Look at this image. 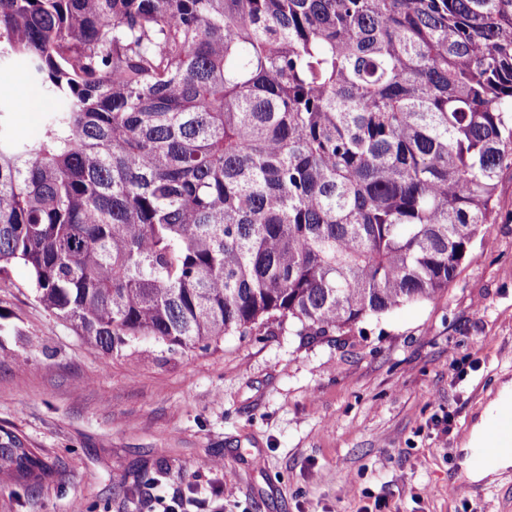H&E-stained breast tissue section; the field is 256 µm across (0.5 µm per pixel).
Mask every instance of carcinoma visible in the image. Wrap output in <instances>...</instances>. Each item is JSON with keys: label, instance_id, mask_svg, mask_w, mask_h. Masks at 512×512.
Wrapping results in <instances>:
<instances>
[{"label": "carcinoma", "instance_id": "carcinoma-1", "mask_svg": "<svg viewBox=\"0 0 512 512\" xmlns=\"http://www.w3.org/2000/svg\"><path fill=\"white\" fill-rule=\"evenodd\" d=\"M5 61L63 106H0V275L107 354L432 300L512 165V0H0Z\"/></svg>", "mask_w": 512, "mask_h": 512}]
</instances>
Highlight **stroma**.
<instances>
[{"label": "stroma", "mask_w": 512, "mask_h": 512, "mask_svg": "<svg viewBox=\"0 0 512 512\" xmlns=\"http://www.w3.org/2000/svg\"><path fill=\"white\" fill-rule=\"evenodd\" d=\"M12 132L38 135L51 101L0 68ZM497 222L436 299L343 332L268 324L215 349L151 338L104 355L34 298L30 272L0 278V426L54 465L0 489V512H512V470L460 482V443L512 380V167Z\"/></svg>", "instance_id": "obj_1"}]
</instances>
